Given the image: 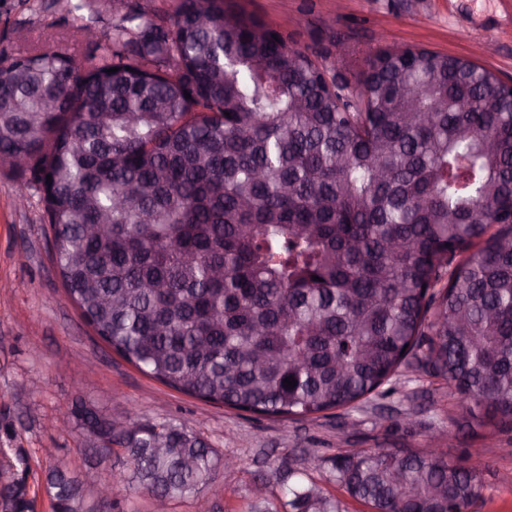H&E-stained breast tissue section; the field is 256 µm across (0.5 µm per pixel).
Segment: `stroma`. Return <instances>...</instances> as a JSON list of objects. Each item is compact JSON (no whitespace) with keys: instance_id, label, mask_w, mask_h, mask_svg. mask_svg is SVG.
<instances>
[{"instance_id":"1","label":"stroma","mask_w":512,"mask_h":512,"mask_svg":"<svg viewBox=\"0 0 512 512\" xmlns=\"http://www.w3.org/2000/svg\"><path fill=\"white\" fill-rule=\"evenodd\" d=\"M246 7L297 46L319 45L335 72L363 68L379 48L411 46L470 57L512 77V0H246ZM68 9L69 0H0V39L32 48L71 36ZM17 188L0 176V448L25 449L33 472L51 455L82 466L85 438L63 420L80 396L116 417L182 426L237 460L220 484L172 501L170 512H247L255 478L280 496L283 464L293 481H317L342 512H371L336 484L332 460L343 450L402 446L482 461L474 512H512V432L468 425L442 379L406 372L390 397L285 425L144 375L95 339L66 299L43 209L34 197L19 206Z\"/></svg>"}]
</instances>
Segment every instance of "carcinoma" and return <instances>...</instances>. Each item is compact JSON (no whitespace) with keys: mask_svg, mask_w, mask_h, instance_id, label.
I'll return each mask as SVG.
<instances>
[{"mask_svg":"<svg viewBox=\"0 0 512 512\" xmlns=\"http://www.w3.org/2000/svg\"><path fill=\"white\" fill-rule=\"evenodd\" d=\"M74 10L88 61L65 36L0 49V172L38 193L64 294L112 352L292 422L386 396L416 362L463 417L512 432L507 82L417 47L376 51L349 82L236 0ZM68 415L91 456L119 447L112 484L157 504L233 466L164 422L115 431L81 397ZM17 452L0 499L23 512ZM90 470L49 464L54 512H87ZM335 470L372 512H471L481 495L480 466L411 448L344 451ZM288 495L290 512H339L313 480Z\"/></svg>","mask_w":512,"mask_h":512,"instance_id":"1","label":"carcinoma"}]
</instances>
